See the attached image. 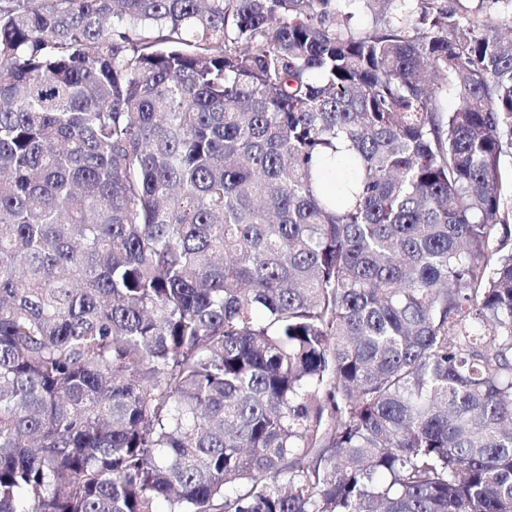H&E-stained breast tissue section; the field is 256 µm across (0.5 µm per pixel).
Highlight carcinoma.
<instances>
[{
  "instance_id": "obj_1",
  "label": "carcinoma",
  "mask_w": 512,
  "mask_h": 512,
  "mask_svg": "<svg viewBox=\"0 0 512 512\" xmlns=\"http://www.w3.org/2000/svg\"><path fill=\"white\" fill-rule=\"evenodd\" d=\"M342 2L0 0V512H512V34Z\"/></svg>"
}]
</instances>
